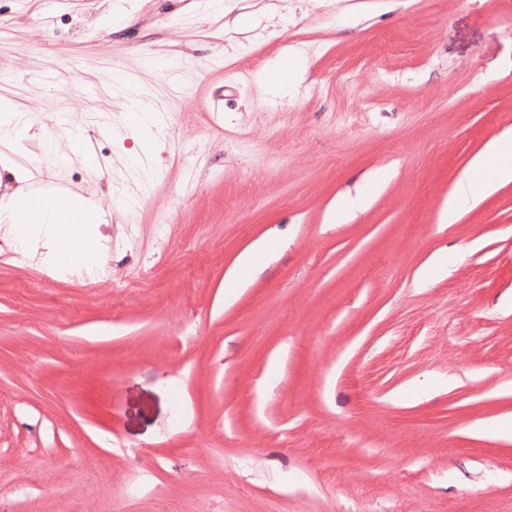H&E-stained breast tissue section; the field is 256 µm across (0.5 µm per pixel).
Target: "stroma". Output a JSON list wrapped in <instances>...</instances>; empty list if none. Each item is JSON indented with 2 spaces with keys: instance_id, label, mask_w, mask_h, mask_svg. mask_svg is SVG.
<instances>
[{
  "instance_id": "1",
  "label": "stroma",
  "mask_w": 512,
  "mask_h": 512,
  "mask_svg": "<svg viewBox=\"0 0 512 512\" xmlns=\"http://www.w3.org/2000/svg\"><path fill=\"white\" fill-rule=\"evenodd\" d=\"M4 103L103 265L0 228V512H512V0H0ZM500 153V143L493 141L472 160L473 168L486 170L487 181L484 186H478L462 178L455 184L448 196V224L453 223L457 214L474 202L485 188L493 190L500 184L512 182V162L502 159Z\"/></svg>"
}]
</instances>
